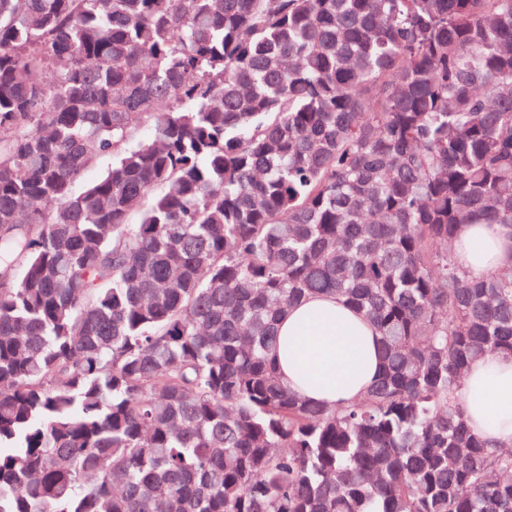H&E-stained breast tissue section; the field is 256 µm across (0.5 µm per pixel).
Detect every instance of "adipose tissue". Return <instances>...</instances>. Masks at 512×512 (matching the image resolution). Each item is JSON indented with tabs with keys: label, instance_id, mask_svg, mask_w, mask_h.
<instances>
[{
	"label": "adipose tissue",
	"instance_id": "ef3b65f1",
	"mask_svg": "<svg viewBox=\"0 0 512 512\" xmlns=\"http://www.w3.org/2000/svg\"><path fill=\"white\" fill-rule=\"evenodd\" d=\"M453 257L471 277L512 266V228L463 225ZM377 339L374 326L343 299L313 296L282 317L272 357L283 383L303 398L327 406L349 404L364 396L382 370ZM457 395L475 433L512 446V357L474 361Z\"/></svg>",
	"mask_w": 512,
	"mask_h": 512
}]
</instances>
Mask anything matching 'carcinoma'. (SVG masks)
<instances>
[{
	"label": "carcinoma",
	"mask_w": 512,
	"mask_h": 512,
	"mask_svg": "<svg viewBox=\"0 0 512 512\" xmlns=\"http://www.w3.org/2000/svg\"><path fill=\"white\" fill-rule=\"evenodd\" d=\"M464 224L512 227V0H0V512H512ZM311 295L380 335L354 403L271 362ZM475 433L500 446H512V357L474 361L458 389Z\"/></svg>",
	"instance_id": "cac0c4a2"
}]
</instances>
